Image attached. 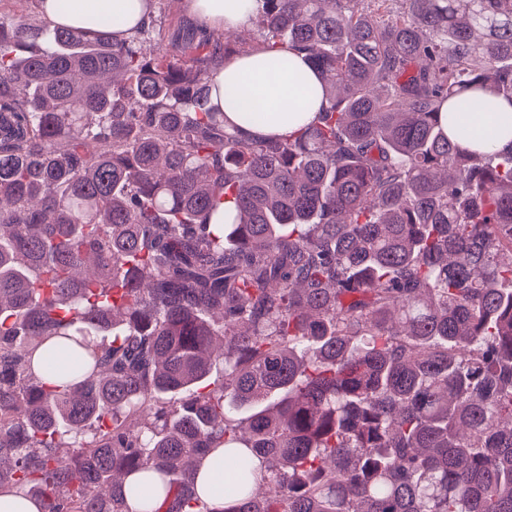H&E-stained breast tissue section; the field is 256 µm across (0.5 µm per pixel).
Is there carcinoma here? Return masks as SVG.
Segmentation results:
<instances>
[{"instance_id": "1", "label": "carcinoma", "mask_w": 512, "mask_h": 512, "mask_svg": "<svg viewBox=\"0 0 512 512\" xmlns=\"http://www.w3.org/2000/svg\"><path fill=\"white\" fill-rule=\"evenodd\" d=\"M323 81L228 128L237 45L0 12V493L43 512H512V0H263ZM157 34L154 57L141 44ZM224 381L210 383L216 366ZM224 471V508L199 491ZM469 114V120L475 124L493 120L495 131L490 140H472L463 143V146L484 152L500 151L510 147L512 144V104L508 100L498 99L493 103L476 100L470 106Z\"/></svg>"}]
</instances>
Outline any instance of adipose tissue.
Here are the masks:
<instances>
[{
    "label": "adipose tissue",
    "mask_w": 512,
    "mask_h": 512,
    "mask_svg": "<svg viewBox=\"0 0 512 512\" xmlns=\"http://www.w3.org/2000/svg\"><path fill=\"white\" fill-rule=\"evenodd\" d=\"M261 7L262 0H189L190 14L213 30L244 27ZM149 9L150 0H72L68 12L61 13L56 9V0H38L41 15L65 28H95L100 17L110 12L125 14L134 23ZM272 56V51L258 50L227 58L215 78L219 88L236 90L235 100L225 105L224 110L240 132L250 138L291 134L316 120L322 107L317 72L294 53L289 54L286 69L272 71L269 67ZM260 106L287 111L288 118L282 122L258 123L253 113ZM469 119L475 124L489 120L495 123L493 137L469 141L470 149L493 152L512 146L511 101H474Z\"/></svg>",
    "instance_id": "1"
}]
</instances>
